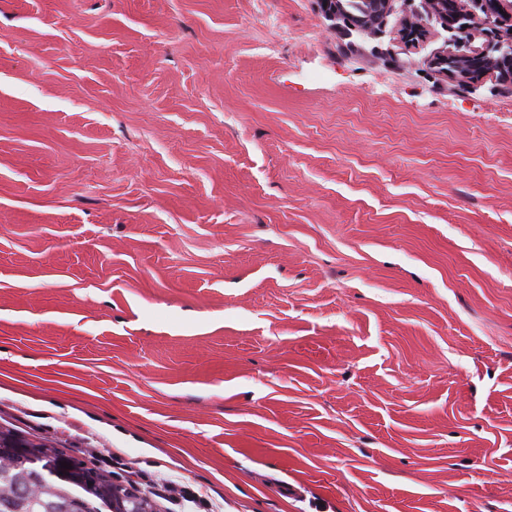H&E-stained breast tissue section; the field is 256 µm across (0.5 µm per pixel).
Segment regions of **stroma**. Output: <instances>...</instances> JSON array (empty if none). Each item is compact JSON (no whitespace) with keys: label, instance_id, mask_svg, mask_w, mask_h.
<instances>
[{"label":"stroma","instance_id":"obj_1","mask_svg":"<svg viewBox=\"0 0 512 512\" xmlns=\"http://www.w3.org/2000/svg\"><path fill=\"white\" fill-rule=\"evenodd\" d=\"M424 8L0 0V426L222 512H512V93ZM426 24V20L422 16L417 15L415 20L408 17L402 21L399 33L404 40L419 43L428 35ZM128 473L130 478H134V480H127L130 486L141 488L145 494L148 493L155 499H160L170 504H173V501H185L194 504L197 508L207 506L210 509L207 512L219 511L210 508L213 505L209 503L207 500L208 495L202 491L201 487H197L195 490L182 485L180 481L161 478L146 471H128Z\"/></svg>","mask_w":512,"mask_h":512}]
</instances>
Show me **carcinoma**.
Masks as SVG:
<instances>
[{
  "mask_svg": "<svg viewBox=\"0 0 512 512\" xmlns=\"http://www.w3.org/2000/svg\"><path fill=\"white\" fill-rule=\"evenodd\" d=\"M61 450L0 427V512H108L112 477L98 474L89 487L79 473L57 463Z\"/></svg>",
  "mask_w": 512,
  "mask_h": 512,
  "instance_id": "carcinoma-1",
  "label": "carcinoma"
}]
</instances>
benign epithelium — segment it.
Listing matches in <instances>:
<instances>
[{"label":"benign epithelium","instance_id":"obj_1","mask_svg":"<svg viewBox=\"0 0 512 512\" xmlns=\"http://www.w3.org/2000/svg\"><path fill=\"white\" fill-rule=\"evenodd\" d=\"M323 20L336 23L338 28L351 27L339 13L341 2L318 0ZM371 5V21L362 32L368 34L379 27L391 11L392 0H367ZM430 14L438 17L453 32L465 33L474 29L487 38L490 48L477 46L470 54L441 57L438 61L442 73L450 76L456 87L477 80L487 71H498L507 89H512V0H425ZM401 37L418 43L428 35L426 20L421 16L402 21ZM135 500L141 512H153L152 502L144 497L127 493V497L113 500V512H126L124 499Z\"/></svg>","mask_w":512,"mask_h":512}]
</instances>
